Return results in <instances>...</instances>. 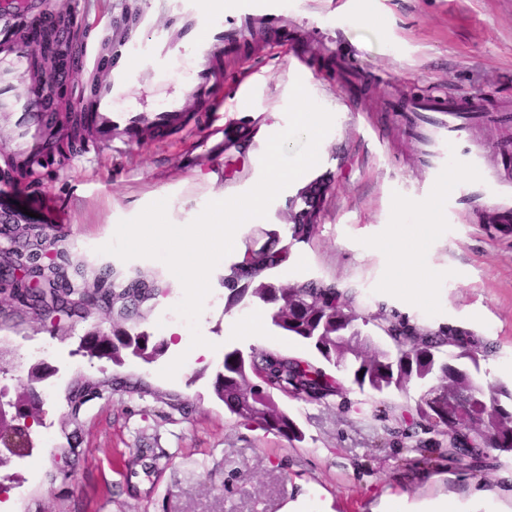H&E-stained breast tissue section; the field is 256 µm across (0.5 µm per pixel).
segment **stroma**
Wrapping results in <instances>:
<instances>
[{
	"label": "stroma",
	"instance_id": "stroma-1",
	"mask_svg": "<svg viewBox=\"0 0 512 512\" xmlns=\"http://www.w3.org/2000/svg\"><path fill=\"white\" fill-rule=\"evenodd\" d=\"M151 0H21L19 11L0 18V40L13 27L29 28L48 6L77 10L86 20L87 48L97 49L105 29L120 33L117 18L128 4L146 8ZM286 31L312 49L305 63L276 39L259 40L243 58L222 61L229 78L209 100L190 98L189 114L210 113L218 134L183 130L126 147H101L66 164L44 163L28 185L4 179L16 152L7 123L0 122V200L16 198L42 220L60 219L63 233L47 231L66 249L82 274L77 285L93 286L103 269L130 279L144 275L161 285L160 295L125 320L131 332H146L166 348L154 362L125 356L122 365L89 360L78 348L93 320L111 323L110 311L92 318H42L10 293H0V348L7 356L10 398L27 384L33 364L45 362L55 375L41 380L46 395L44 422L31 429L24 458L0 467V502L12 512H283L288 502L307 498L313 512H371L388 493H406L422 504L442 496L460 512H485L473 497L480 485H496L502 469L474 471L447 458L430 469L415 460L418 439L443 443L437 433L415 426L418 386L408 392L375 393L344 383L340 394L322 402L279 397L297 423L302 440L286 438L229 413L215 393L223 352L263 348L314 360L306 345L264 324L261 335L229 331L259 306L244 300L228 307L224 277L243 250L235 248L213 270L211 292L199 330L219 352L210 361L190 362L172 374L187 350L167 345L170 326L184 321L172 310L183 291L161 261H122L100 253L120 220L164 199L175 224L194 220L217 195L247 192L261 175L268 138L287 125L285 109L295 80L334 115L320 144V162L271 203L261 222L242 225L239 240L264 241L269 230H284L283 213L298 191L318 176L331 180L316 231L293 247L275 272L293 285L324 280L353 290V306L374 343L389 340L375 326L379 313H396L410 324L471 332L492 351L479 360V377L512 388V221L487 224L467 217L449 222L438 215L427 224L429 200L410 189L420 172L414 144L387 109L389 99L432 92L472 98L512 117V0H288ZM323 57L341 58L379 77L365 97L350 99L321 69ZM192 61L180 54L167 74L141 70L118 104L159 105L181 94ZM254 130L251 148L238 157L239 127ZM397 240L411 272L427 280L429 300L411 297L394 282L395 256L378 248ZM124 380L103 389L72 413L71 383ZM396 407L394 416L382 405Z\"/></svg>",
	"mask_w": 512,
	"mask_h": 512
}]
</instances>
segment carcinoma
<instances>
[{"label":"carcinoma","mask_w":512,"mask_h":512,"mask_svg":"<svg viewBox=\"0 0 512 512\" xmlns=\"http://www.w3.org/2000/svg\"><path fill=\"white\" fill-rule=\"evenodd\" d=\"M286 233H267V248L255 253L240 272L229 268L225 276L230 290L228 305L239 302L235 288L247 284L254 291L252 298L266 307L268 319L278 314L273 326L295 337L312 348L318 361L290 358L265 349L253 348L248 357L240 359L236 350L224 353V370L249 377L253 385L236 384L215 386L218 397L227 409L238 418H245L240 411L243 401L250 399L260 404L268 403V414L253 420L268 431L290 441L302 439V433L288 413L281 409L275 396L298 398L307 402H321L341 392L340 382L331 369L348 368V374L361 388L374 392L386 389L403 391L412 382L433 380L440 385L472 391L479 404L480 414L489 418L485 425L484 439L490 448H512V390L500 383L485 382L473 374L478 367V345L471 333L457 328L427 330L416 335V329L395 315L380 314L378 328L387 333L393 330L410 332L398 340L391 337L397 352L388 359L386 349L371 343L362 346L363 352L355 360L351 347L341 340L350 319L357 315L352 309L353 294L339 290L335 284L322 280H307L293 286H283L274 279V271L288 262L291 249L306 243L315 232L316 225L301 223L302 215L313 207L310 199L295 196L288 200ZM140 345L139 340L115 330L112 337L103 338L96 350L103 357L117 358L122 350ZM453 346L458 352L445 357L444 347ZM448 458L465 460L473 470H490L499 463V457H472L467 449L459 448L450 433Z\"/></svg>","instance_id":"carcinoma-1"}]
</instances>
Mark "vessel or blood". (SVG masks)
<instances>
[{"label": "vessel or blood", "mask_w": 512, "mask_h": 512, "mask_svg": "<svg viewBox=\"0 0 512 512\" xmlns=\"http://www.w3.org/2000/svg\"><path fill=\"white\" fill-rule=\"evenodd\" d=\"M282 11L283 0H153L151 9L137 20L138 35L109 55L110 76L98 86L85 115L97 142L134 145L146 134H163L187 124L179 99L150 109L117 107V97L134 81L135 63L162 70L176 52L190 51L193 61L185 92L213 97L222 82L220 60L235 54L250 33L279 27ZM36 58V47L20 41L0 52V60L10 65L16 77L33 70ZM10 92L9 81L1 79L0 105L10 110L17 161L25 164L47 147L45 100L31 93L14 99ZM396 115L410 128L416 144L420 196H428L431 188L460 174L448 195L449 221L462 214L512 212V178L502 176L475 131L478 121H494V113L476 112L465 99L437 94L397 107Z\"/></svg>", "instance_id": "obj_1"}]
</instances>
